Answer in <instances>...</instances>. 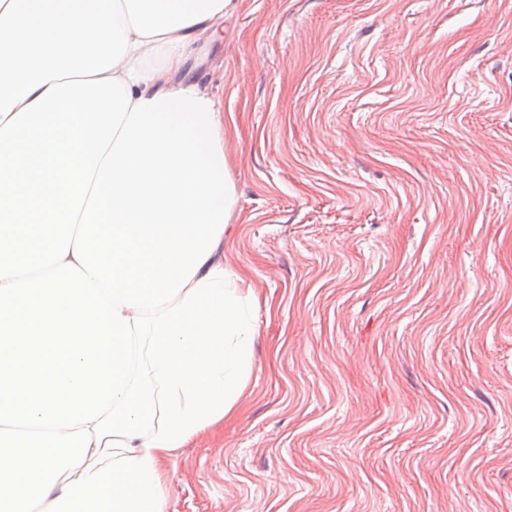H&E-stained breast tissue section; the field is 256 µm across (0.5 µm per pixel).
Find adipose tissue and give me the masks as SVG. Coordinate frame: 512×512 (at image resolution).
<instances>
[{"instance_id":"obj_1","label":"adipose tissue","mask_w":512,"mask_h":512,"mask_svg":"<svg viewBox=\"0 0 512 512\" xmlns=\"http://www.w3.org/2000/svg\"><path fill=\"white\" fill-rule=\"evenodd\" d=\"M237 0H0V126L50 85L116 77L133 99L190 90L186 52Z\"/></svg>"}]
</instances>
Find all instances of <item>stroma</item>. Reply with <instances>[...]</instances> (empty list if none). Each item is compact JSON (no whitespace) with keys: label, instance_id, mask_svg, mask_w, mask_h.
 Returning a JSON list of instances; mask_svg holds the SVG:
<instances>
[{"label":"stroma","instance_id":"obj_1","mask_svg":"<svg viewBox=\"0 0 512 512\" xmlns=\"http://www.w3.org/2000/svg\"><path fill=\"white\" fill-rule=\"evenodd\" d=\"M184 71L257 334L164 512H512V0H240Z\"/></svg>","mask_w":512,"mask_h":512}]
</instances>
